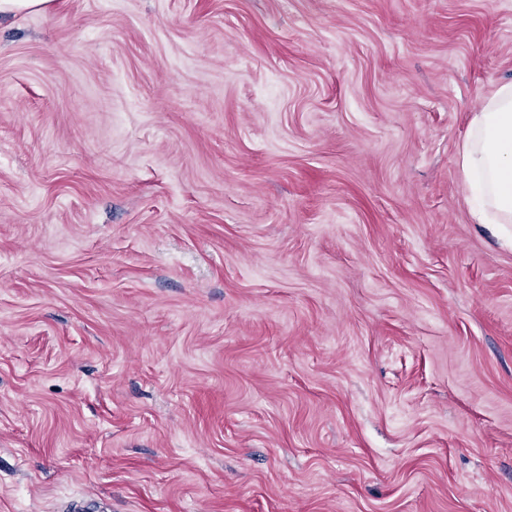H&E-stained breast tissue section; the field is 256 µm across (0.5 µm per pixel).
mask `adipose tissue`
Wrapping results in <instances>:
<instances>
[{"label": "adipose tissue", "instance_id": "ef3b65f1", "mask_svg": "<svg viewBox=\"0 0 512 512\" xmlns=\"http://www.w3.org/2000/svg\"><path fill=\"white\" fill-rule=\"evenodd\" d=\"M477 224H512V79L499 80L470 115L456 155Z\"/></svg>", "mask_w": 512, "mask_h": 512}]
</instances>
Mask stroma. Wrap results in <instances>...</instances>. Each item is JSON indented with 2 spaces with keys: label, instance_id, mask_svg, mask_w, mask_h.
Returning <instances> with one entry per match:
<instances>
[{
  "label": "stroma",
  "instance_id": "35a3bbf8",
  "mask_svg": "<svg viewBox=\"0 0 512 512\" xmlns=\"http://www.w3.org/2000/svg\"><path fill=\"white\" fill-rule=\"evenodd\" d=\"M505 79L512 0L1 16L0 512H512ZM476 224H512V79L494 82L471 112L456 155Z\"/></svg>",
  "mask_w": 512,
  "mask_h": 512
}]
</instances>
